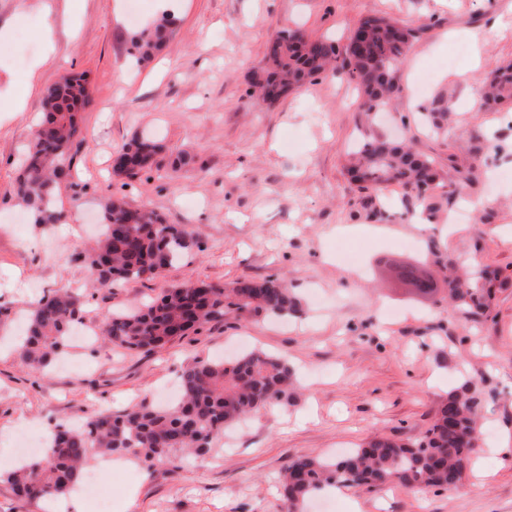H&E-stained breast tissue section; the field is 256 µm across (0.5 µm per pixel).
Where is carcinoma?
Returning <instances> with one entry per match:
<instances>
[{
  "label": "carcinoma",
  "mask_w": 512,
  "mask_h": 512,
  "mask_svg": "<svg viewBox=\"0 0 512 512\" xmlns=\"http://www.w3.org/2000/svg\"><path fill=\"white\" fill-rule=\"evenodd\" d=\"M171 25L172 20L163 15L128 33L126 52L135 67L150 62L162 49L173 34ZM421 33L420 26L378 16L363 20L361 45L353 49L301 30L284 32L267 43L264 66L252 72L250 88L274 104L327 70L343 69L362 99L363 112L357 143L345 166L347 175L373 204L391 184L402 185L429 222L448 204V197L464 195L475 176L473 167L464 166L460 177L450 183L433 156L379 129V116L402 93L399 66ZM90 100V82L83 73L64 75L44 92L41 120L14 183L18 203L35 224L62 221L56 201L70 176V149L81 132V114ZM511 102L512 64L498 66L482 87V105ZM446 120L441 104L422 114V121L438 134H446ZM160 149L149 138L130 140L117 151L113 174L137 176ZM101 211L100 236L79 259L102 288L122 281L154 280L197 247L180 225L165 223L150 208L106 197ZM428 252L444 270L451 306L471 317L485 314L497 275L477 261L458 264L435 241L429 243ZM297 312L298 304L283 279L242 278L225 286L196 281L164 288L140 309L107 315L101 335L117 348L152 351L231 313L286 317ZM82 318L79 300L68 291L46 295L31 305L18 350L22 365L47 371L70 343L71 330ZM294 384L287 360L256 349L228 361L194 359L182 371L180 395L174 403L144 401L119 413L97 412L79 429L58 424L41 454L24 459L11 471H0V481L10 485L17 497L39 501L74 491L93 458L130 455L151 470L186 454L206 455L224 437L225 429L288 399ZM483 407L476 383L464 377L436 408L420 440L375 436L336 459L309 455L293 459L282 475L284 512H302L311 496L336 484L457 489L478 447Z\"/></svg>",
  "instance_id": "cac0c4a2"
}]
</instances>
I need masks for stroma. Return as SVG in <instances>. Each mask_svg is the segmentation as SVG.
Masks as SVG:
<instances>
[{
  "label": "stroma",
  "instance_id": "35a3bbf8",
  "mask_svg": "<svg viewBox=\"0 0 512 512\" xmlns=\"http://www.w3.org/2000/svg\"><path fill=\"white\" fill-rule=\"evenodd\" d=\"M126 0H0V95L25 84L28 61L52 52L23 111L0 112V440L28 426L86 419L141 400H167L191 359L241 347L284 356L299 386L287 402L225 431L219 448L177 467L146 469L130 457L112 469V512H283L279 476L300 455L332 458L375 435L421 438L462 376L479 379L480 446L461 489L398 485L342 488L334 512H512V122L471 111L485 74L512 62V0H180L177 31L141 68L127 62ZM422 27L400 67L392 111L404 137L433 155L448 180L449 155L472 163L468 202H493L482 223L439 213L433 234L460 261L480 255L499 286L481 320L396 282L383 259L425 257L428 234L406 214L402 187L381 215L344 175L360 100L341 71L270 104L249 93L267 40L302 30L346 45L363 17ZM87 74L91 103L73 149L72 177L57 199L59 224L15 223L13 184L32 139L44 90L63 72ZM449 106L451 147L420 125ZM163 146L137 177L115 176L120 146ZM145 206L182 225L202 249L153 282L95 289L77 255L100 222L101 196ZM281 278L299 318H234L151 353L94 341L70 344L72 370L33 373L15 347L30 304L59 288L78 292L83 322L141 306L159 288L189 280L224 284Z\"/></svg>",
  "mask_w": 512,
  "mask_h": 512
}]
</instances>
